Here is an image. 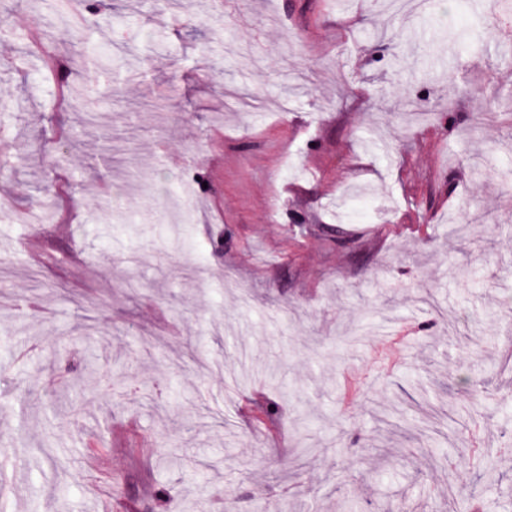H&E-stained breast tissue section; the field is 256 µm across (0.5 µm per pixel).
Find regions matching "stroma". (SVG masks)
<instances>
[{
    "mask_svg": "<svg viewBox=\"0 0 512 512\" xmlns=\"http://www.w3.org/2000/svg\"><path fill=\"white\" fill-rule=\"evenodd\" d=\"M493 10L512 29V0H434L376 37L379 0H101L88 29L82 0H0L5 512H512ZM21 24L81 56L68 107ZM88 328L113 387L73 393L59 335Z\"/></svg>",
    "mask_w": 512,
    "mask_h": 512,
    "instance_id": "stroma-1",
    "label": "stroma"
}]
</instances>
